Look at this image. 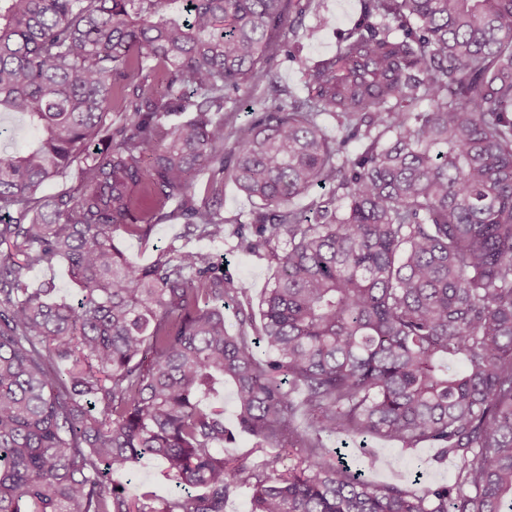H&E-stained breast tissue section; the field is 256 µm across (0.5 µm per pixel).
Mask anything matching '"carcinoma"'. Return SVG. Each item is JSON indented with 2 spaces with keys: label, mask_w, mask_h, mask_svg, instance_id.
<instances>
[{
  "label": "carcinoma",
  "mask_w": 512,
  "mask_h": 512,
  "mask_svg": "<svg viewBox=\"0 0 512 512\" xmlns=\"http://www.w3.org/2000/svg\"><path fill=\"white\" fill-rule=\"evenodd\" d=\"M362 2L302 62L305 97L229 126L244 83L279 92L267 62L300 0H0V114L37 132L0 152V512H224L243 486L249 512H512V0ZM226 169L254 205L232 233ZM319 185L310 223L292 200ZM171 218L275 260L264 353L251 308L229 332L247 287L214 255L122 249ZM59 264L75 302L27 279ZM300 408L296 466L224 457L241 433L283 447ZM323 433L458 467L377 484ZM144 457L185 495L119 490Z\"/></svg>",
  "instance_id": "obj_1"
}]
</instances>
